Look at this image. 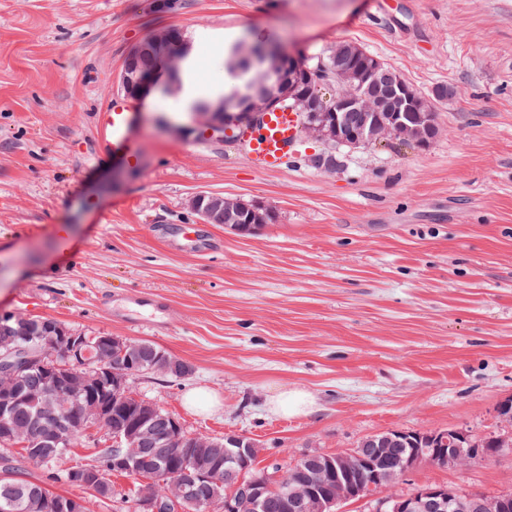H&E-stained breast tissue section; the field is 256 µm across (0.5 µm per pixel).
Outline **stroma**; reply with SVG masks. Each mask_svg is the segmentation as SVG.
<instances>
[{
	"mask_svg": "<svg viewBox=\"0 0 512 512\" xmlns=\"http://www.w3.org/2000/svg\"><path fill=\"white\" fill-rule=\"evenodd\" d=\"M164 29L202 52L190 80L223 89L244 37L314 55L355 43L422 94L440 85L427 146L303 140L257 171L194 129L178 97L128 101L129 52ZM135 116L137 163L109 154L96 117ZM339 164L314 168L317 153ZM198 194L258 202L275 221L242 236L202 223ZM193 225L199 244L182 246ZM138 293L151 307L126 302ZM144 340L190 373L131 379L190 433H237L262 462L355 448L389 429L512 435V0H0V314ZM314 398L271 414L274 387ZM218 395L213 412L184 394ZM512 492V453L418 465L425 484Z\"/></svg>",
	"mask_w": 512,
	"mask_h": 512,
	"instance_id": "1",
	"label": "stroma"
}]
</instances>
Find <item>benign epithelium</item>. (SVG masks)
<instances>
[{
	"label": "benign epithelium",
	"mask_w": 512,
	"mask_h": 512,
	"mask_svg": "<svg viewBox=\"0 0 512 512\" xmlns=\"http://www.w3.org/2000/svg\"><path fill=\"white\" fill-rule=\"evenodd\" d=\"M262 56L269 69L276 73H288L277 90L264 86L247 101L245 115L257 118L262 112H270L287 100L301 105L304 133L323 141L334 140L341 144L380 145L397 137H405L407 127L401 115L396 113L387 121L375 122L357 130L346 128L339 116L329 108V95L321 92L302 95L296 91V80L315 83L328 89H336L340 103H355L367 112L379 111L377 102L360 93L361 87L375 79L382 62L373 59L357 70L338 69L327 72L322 63L310 65L312 57H297L275 48H266ZM121 86L126 96L139 100L154 87L153 78L141 73L136 54L127 57L121 74ZM196 121L212 136L224 137L228 132L224 112L219 109L195 113ZM236 213V223L229 225L241 232V225L258 230L274 220L273 213L259 203L231 200ZM188 207L206 224L224 223V196L200 194L188 201ZM89 340L83 333L58 327L45 333L44 345L35 352L17 348L0 351V416L11 410L18 395L17 386L21 375L30 368L42 369L45 388L29 398L36 414L37 425L33 429L35 441L67 443L63 424L56 413V395L61 390L76 394L71 414L88 425V429H100L112 443V468L131 473L138 468V448L149 444L157 446L158 439L150 433V417L158 409L147 402H138L133 425L122 431L110 426L108 408L93 401L87 395L89 386L106 378L112 396L117 399L129 395V380L138 365L137 347L122 343L114 336H102L98 340L96 358H90ZM473 433L465 428L445 431L391 429L378 433L359 447L342 456L320 458L308 455L300 459L299 470L305 475V483L298 487L277 469L263 479L246 477L249 461L261 458L262 449L254 442H244V436L226 433L218 445L224 448V468L217 465L199 464L191 460L183 463L181 477L184 481L210 480L219 477H236L235 489L239 495H228L217 506L207 505L202 512H239V498H244L252 512H265L268 493L277 490L291 512H340V505L364 500L370 492L395 487L422 462H451L471 458L477 454L512 453V442L501 441L497 448H482L480 441L472 440ZM139 503L143 512H163V506L153 494L152 481L141 480ZM39 512H83V503L64 504L57 500H44L37 506ZM373 512H512V493H464L445 485H427L410 494L395 493L377 500Z\"/></svg>",
	"instance_id": "benign-epithelium-1"
}]
</instances>
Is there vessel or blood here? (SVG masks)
Listing matches in <instances>:
<instances>
[{
  "mask_svg": "<svg viewBox=\"0 0 512 512\" xmlns=\"http://www.w3.org/2000/svg\"><path fill=\"white\" fill-rule=\"evenodd\" d=\"M131 120V113L117 101L98 115L103 140L113 154L128 160L136 159L139 153V144L130 133ZM298 125L296 113L283 110L263 113L243 135L253 166L264 172L281 169L292 154Z\"/></svg>",
  "mask_w": 512,
  "mask_h": 512,
  "instance_id": "vessel-or-blood-1",
  "label": "vessel or blood"
}]
</instances>
